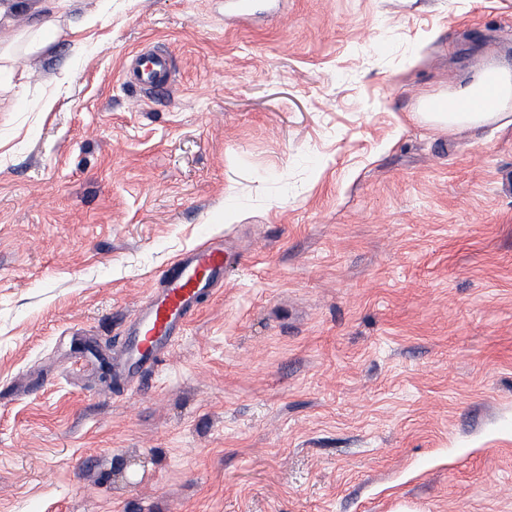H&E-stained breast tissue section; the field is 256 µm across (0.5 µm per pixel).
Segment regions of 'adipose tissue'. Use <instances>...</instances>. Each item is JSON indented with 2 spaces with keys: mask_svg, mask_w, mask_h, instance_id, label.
<instances>
[{
  "mask_svg": "<svg viewBox=\"0 0 512 512\" xmlns=\"http://www.w3.org/2000/svg\"><path fill=\"white\" fill-rule=\"evenodd\" d=\"M440 96L420 101L421 116L433 125L454 128L479 126L504 119V110L512 104V71L489 69L457 95V106L440 109Z\"/></svg>",
  "mask_w": 512,
  "mask_h": 512,
  "instance_id": "obj_1",
  "label": "adipose tissue"
}]
</instances>
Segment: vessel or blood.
Instances as JSON below:
<instances>
[{
	"instance_id": "1",
	"label": "vessel or blood",
	"mask_w": 512,
	"mask_h": 512,
	"mask_svg": "<svg viewBox=\"0 0 512 512\" xmlns=\"http://www.w3.org/2000/svg\"><path fill=\"white\" fill-rule=\"evenodd\" d=\"M171 57L153 48L131 55L122 73L125 87L154 93L172 82ZM224 243L213 239L185 253L167 271L135 311L122 336L114 363L125 377L141 378L160 367L174 343L184 335L202 295L224 284Z\"/></svg>"
}]
</instances>
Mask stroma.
<instances>
[{"instance_id": "stroma-1", "label": "stroma", "mask_w": 512, "mask_h": 512, "mask_svg": "<svg viewBox=\"0 0 512 512\" xmlns=\"http://www.w3.org/2000/svg\"><path fill=\"white\" fill-rule=\"evenodd\" d=\"M4 47L0 512H512V124L418 114L512 70V0H0ZM211 235L223 288L105 381ZM171 57L153 48H142L131 55L122 73V83L144 93H154L169 87L172 82Z\"/></svg>"}]
</instances>
